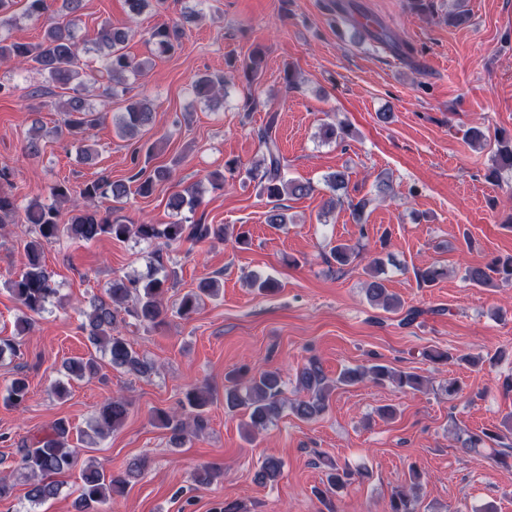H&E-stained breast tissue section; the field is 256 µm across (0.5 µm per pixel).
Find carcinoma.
I'll list each match as a JSON object with an SVG mask.
<instances>
[{"label":"carcinoma","instance_id":"cac0c4a2","mask_svg":"<svg viewBox=\"0 0 512 512\" xmlns=\"http://www.w3.org/2000/svg\"><path fill=\"white\" fill-rule=\"evenodd\" d=\"M25 15L36 21H43V35L37 43L10 41L0 37V60L12 61L24 68H32L43 75L49 87L39 86L31 92L33 97L51 93V88L61 90L60 111L65 113L60 134H67L74 140H80L100 123L99 110L90 102L85 91L92 83L98 86L99 96L111 98L115 95V86L125 83L129 77L141 76L149 66V61H136L124 52V45L131 34V28H115L109 23L100 27L96 39V51L101 57L100 64L94 68L83 62L79 54L76 38L78 21L84 7V0H62L57 10L61 19L50 14L51 0H24ZM183 30L179 23H162L149 32L148 41L158 53L175 52L181 45ZM369 36L381 41L397 55L412 61L417 50L411 44L393 39L374 30ZM263 54L253 50L242 63L246 80L255 82L260 75ZM194 92L207 102L221 101L227 96V82L224 76L216 73H204L194 82ZM153 121V112L149 101L144 98L130 99L125 111L113 116L115 131L123 138L135 137L143 128ZM277 116L271 114L263 128L258 131V145L262 152L259 164L246 171L247 179L257 182L259 191L275 202L269 212L267 221L274 227H280L288 220L285 207L280 201L286 196H305L315 187L310 183H300L285 176L288 159L281 153L277 136ZM350 131L344 126L325 123L320 127V137L325 142L345 141ZM138 171L130 177L136 183V189L123 181H113L107 176H100L87 181L75 191L63 180L48 187L51 202L34 203L26 210V223L33 226L34 237L27 241L24 250L27 263L16 279L9 281V290L20 304L32 314L45 311L47 304L56 298L58 291L54 288L52 274L44 261L45 246L62 237L90 243L106 236L118 241L129 238L141 240H162L167 247L181 245L185 242L206 240H225L226 227L222 224H132L122 217H112L117 205L125 203L129 194L150 195L156 183L167 179L170 170L158 167L152 172L133 161ZM324 186L330 196L324 203L323 215L330 214L336 208V192L347 189L346 174L337 171L324 177ZM107 199L113 205L100 211L96 202ZM70 203L75 210L67 221H61L60 204ZM198 205L194 188L188 187L182 193L172 196L169 206L181 211H194ZM18 207L11 194L0 190V226L15 221ZM331 256L338 269H343L357 261L363 260L359 248L345 243H338L331 248ZM155 272L147 278L125 277L112 280L105 289V296L95 297L90 302V312L86 314L85 330L90 343L108 357L112 367L124 369L137 374H146L152 366L133 349L132 344L120 336V314L131 316L140 326L149 330L160 325L167 314L163 300L176 279V271L167 268L163 254H155ZM385 258L378 254L367 263L370 279L366 282L365 293L371 304L385 311L396 312L401 309L399 298L389 293L383 278ZM504 280H512V255L495 257L484 267H470L466 270V279L478 286L492 284V275ZM446 275L444 268L429 264L414 270L419 287H432ZM221 288L220 281L210 278L202 281L196 290L184 294L176 307V314L187 318L197 308L199 302L214 296ZM98 368L96 357L72 359L66 369L68 375L83 378L92 375ZM372 381L376 384L386 382L397 389L420 391L426 382L418 375L396 369L381 363L344 370L337 378V383L347 384ZM297 388L303 393L292 406L294 414L303 420H313L322 415L328 406L329 386L321 364L311 358L297 372ZM282 379L276 370L253 371L248 367L233 373L224 385V407L230 411L245 410L247 420L244 422L247 434L267 428L282 410ZM28 385L23 377L13 379L6 387L5 401L12 406L26 402ZM211 402L210 393L198 388L186 392L185 401L181 403V413L158 410L155 419L170 430V442L175 448L185 445L190 435L189 424H203V414ZM128 414V403L113 399L104 404L95 418L92 431L102 437L119 427ZM69 429L59 420L49 431L37 435L30 443L20 449L21 467L30 480L27 498L33 504H41L59 494L60 484L53 476L73 467L75 450L68 447ZM500 434L483 430L472 433L460 440L465 449L477 448L488 441H499ZM282 461L267 455L260 461L255 473V480L267 483L275 480L282 471ZM221 476V470L215 466H202L195 472L194 479L200 485L208 486ZM353 472L346 468L330 466L325 473V489L316 490L319 497L344 489L352 479ZM126 484L123 475H114L99 470L92 465L82 473L81 493L77 500L80 512L104 505L112 495L122 492ZM385 512H417L416 497L403 488L395 489L389 499Z\"/></svg>","mask_w":512,"mask_h":512}]
</instances>
